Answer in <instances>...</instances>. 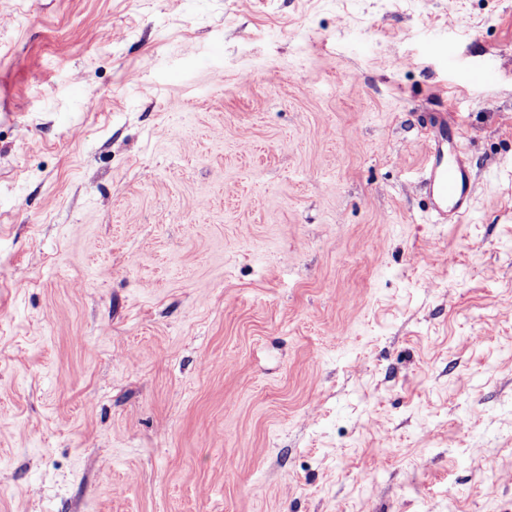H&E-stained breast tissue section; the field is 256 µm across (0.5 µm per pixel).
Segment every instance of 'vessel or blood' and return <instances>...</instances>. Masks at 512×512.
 I'll use <instances>...</instances> for the list:
<instances>
[{
  "instance_id": "b4317fda",
  "label": "vessel or blood",
  "mask_w": 512,
  "mask_h": 512,
  "mask_svg": "<svg viewBox=\"0 0 512 512\" xmlns=\"http://www.w3.org/2000/svg\"><path fill=\"white\" fill-rule=\"evenodd\" d=\"M419 183L427 209L440 224H460L470 215L477 183L464 152L455 144V129L440 120L432 129Z\"/></svg>"
}]
</instances>
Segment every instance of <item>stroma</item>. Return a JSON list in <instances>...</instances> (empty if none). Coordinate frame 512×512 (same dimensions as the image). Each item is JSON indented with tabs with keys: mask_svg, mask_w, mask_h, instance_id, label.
I'll use <instances>...</instances> for the list:
<instances>
[{
	"mask_svg": "<svg viewBox=\"0 0 512 512\" xmlns=\"http://www.w3.org/2000/svg\"><path fill=\"white\" fill-rule=\"evenodd\" d=\"M0 512H512V0H0ZM448 145L451 148L449 155ZM419 183L426 197L427 209L437 223L462 224L472 212L477 183L465 153L455 142L454 126L446 117L432 129Z\"/></svg>",
	"mask_w": 512,
	"mask_h": 512,
	"instance_id": "obj_1",
	"label": "stroma"
}]
</instances>
